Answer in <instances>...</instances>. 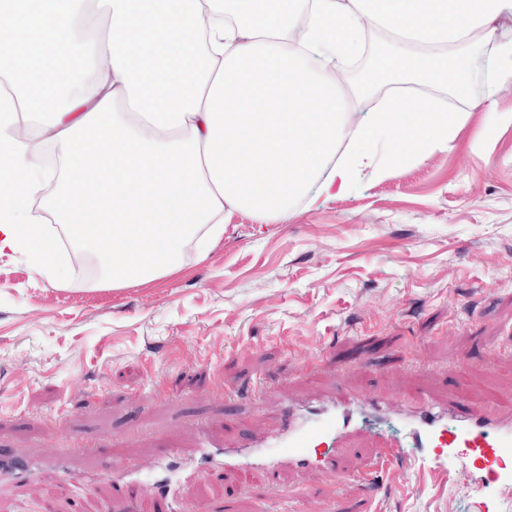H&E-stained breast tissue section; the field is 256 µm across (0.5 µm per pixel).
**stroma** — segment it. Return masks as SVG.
<instances>
[{
    "mask_svg": "<svg viewBox=\"0 0 512 512\" xmlns=\"http://www.w3.org/2000/svg\"><path fill=\"white\" fill-rule=\"evenodd\" d=\"M490 55L471 52L468 101L429 93L462 113L447 150L383 179L364 168L280 224L232 212L222 240L202 257L185 247L169 275L111 287L79 274L61 238L60 285L0 253V448L43 462L0 484V512H110L111 443L147 473L167 449L190 457L204 431H275L285 400L349 388L395 402L420 386L480 410L512 394V86L483 110ZM258 374L264 402L214 393ZM66 438L86 448L67 480L51 465ZM480 491L468 473L404 472L359 434L332 473L285 467L247 488L234 470L185 472L184 512H261L285 496L299 512H473Z\"/></svg>",
    "mask_w": 512,
    "mask_h": 512,
    "instance_id": "stroma-1",
    "label": "stroma"
}]
</instances>
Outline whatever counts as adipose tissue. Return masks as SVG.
I'll return each instance as SVG.
<instances>
[{"mask_svg":"<svg viewBox=\"0 0 512 512\" xmlns=\"http://www.w3.org/2000/svg\"><path fill=\"white\" fill-rule=\"evenodd\" d=\"M510 16L512 0H0V251L64 282L34 208L50 181L46 215L122 288L177 270L187 245L206 255L225 209L277 224L363 167L424 160L461 115L422 90L465 94V47L486 43L493 89L511 85L512 38H494ZM371 29L390 96L355 126L335 75Z\"/></svg>","mask_w":512,"mask_h":512,"instance_id":"ef3b65f1","label":"adipose tissue"}]
</instances>
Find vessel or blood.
I'll return each instance as SVG.
<instances>
[{
  "mask_svg": "<svg viewBox=\"0 0 512 512\" xmlns=\"http://www.w3.org/2000/svg\"><path fill=\"white\" fill-rule=\"evenodd\" d=\"M493 402V411L478 413L463 399L437 405L418 390L396 410L382 398L345 390L336 399L305 407L283 403L274 433H251L233 447L205 441L198 453L240 471L248 482L269 476L284 464L330 470L334 451L348 433L391 419L398 430L387 436L384 450L393 462L418 474L451 463L469 470L496 491L495 496L480 497L475 512H503V504L512 505V399L497 396Z\"/></svg>",
  "mask_w": 512,
  "mask_h": 512,
  "instance_id": "vessel-or-blood-1",
  "label": "vessel or blood"
}]
</instances>
